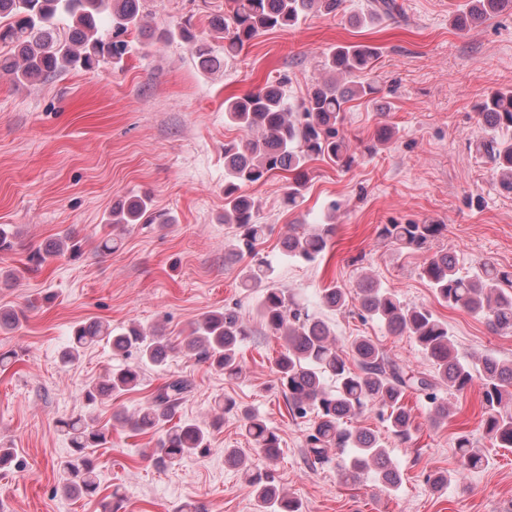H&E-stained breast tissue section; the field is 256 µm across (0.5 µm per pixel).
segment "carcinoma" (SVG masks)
Instances as JSON below:
<instances>
[{"label": "carcinoma", "mask_w": 512, "mask_h": 512, "mask_svg": "<svg viewBox=\"0 0 512 512\" xmlns=\"http://www.w3.org/2000/svg\"><path fill=\"white\" fill-rule=\"evenodd\" d=\"M145 0H0V42L11 54L0 56V72L13 75L20 83H35L47 77L81 69L93 71L103 64L118 65L128 53L134 34L143 28ZM227 12L210 21L224 51L236 53L261 34L292 28L310 13L335 14L343 0H229ZM396 0H370L364 17L374 22L398 12ZM512 11V0H468L466 9L455 18L465 29L492 16ZM175 39L196 42L189 25L159 30L156 41ZM379 49L364 44L337 45L322 61L328 77L314 80L306 96L291 104L285 92L286 79L243 96L224 101V119L243 132L238 141L224 144V223L233 224L237 240L224 253V262L248 255L250 264L240 271L245 288H263L255 314L261 324L283 340L282 350L273 360V370L288 410L295 417L315 415L306 437L304 456L315 467L329 461L330 452L343 458L340 477L356 483L372 475L389 489L400 486L401 471L392 462L385 443L372 431L354 422L366 412H376L394 438H411V409L403 403L408 394L425 400L432 420L448 419V402L439 400L437 388L461 393L478 379L484 408L483 428L499 448H512V362L491 355L462 357L455 350L448 324L430 309L410 305L376 281L366 279L356 292L361 317L378 321L394 336H411L427 356L432 370L415 372L390 359L368 337L353 340L351 355L336 345L328 324L310 314L284 288L272 284L273 268L258 249L269 225L257 221L259 206L245 188L285 173L288 184L285 203L296 208L309 181L308 163L327 158L344 171L355 163L341 129L348 102L378 92L375 85L361 79L373 68ZM484 136L475 141V150L491 164L499 188L512 193V140L498 136L512 129V89L487 95L477 106ZM149 196H135L112 205L110 224L124 232L136 224H152ZM443 230L441 224H382L379 236L402 248L430 250L429 244ZM336 233V225L319 224L307 228L297 224L281 243L282 254L291 261L315 262L324 256ZM69 252L82 254V242L69 232L64 239L36 250L31 257L40 266L50 257ZM421 276L433 288L437 299L484 319L496 334H512V274L490 262L462 274L454 254L436 251L423 263ZM350 292L342 286L321 291L320 300L330 311L348 305ZM252 335L251 316L238 308L209 311L194 322L180 345H174L161 331L131 324L115 332L98 322L74 328L61 360L67 365L82 352L104 339L111 340L112 352L127 356L136 353L139 362L110 372L107 378L89 384V403L136 389L142 381V366H162L170 353L181 349L212 366L230 379L242 372L239 353ZM190 380L171 378L159 386L151 399L127 422L137 433L162 432L152 451L159 467L180 463L191 455L211 451L209 428L224 422V412L235 402L218 403L220 413L210 426L187 420L173 422L178 407L191 393ZM237 409V408H235ZM246 437L269 462L280 451V435L258 414L239 408ZM66 436L70 457L59 465L63 491L73 497H94L100 483L91 449L108 442L110 430L82 415L58 421ZM461 465L466 470L483 465L484 455L470 438L456 441ZM256 512H303L300 501L281 490L273 470L249 474Z\"/></svg>", "instance_id": "1"}]
</instances>
